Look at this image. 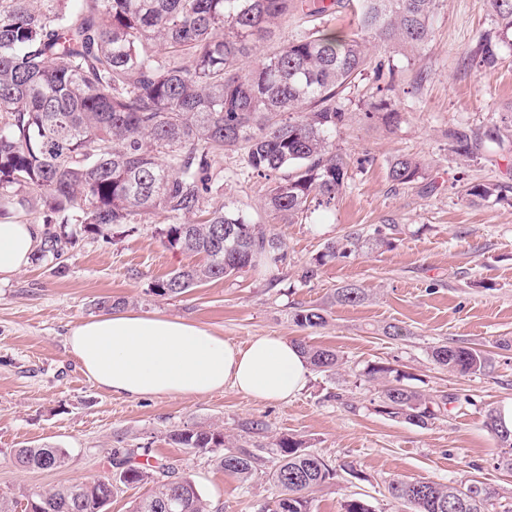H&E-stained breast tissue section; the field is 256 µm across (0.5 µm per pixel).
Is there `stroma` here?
<instances>
[{"label":"stroma","mask_w":512,"mask_h":512,"mask_svg":"<svg viewBox=\"0 0 512 512\" xmlns=\"http://www.w3.org/2000/svg\"><path fill=\"white\" fill-rule=\"evenodd\" d=\"M492 26L486 0H441L422 55L372 48L374 58L394 63L403 119L391 129L366 118L380 97L373 73H366L349 93V121L336 144L370 163L317 219H273L262 207L263 179L248 173L236 154H225L217 178L225 201L277 234L288 254L284 268L209 281L177 298L154 294L155 281L202 258L168 248L158 234L162 217L146 215L106 236L67 225L60 259L34 255L23 272L1 281L0 493L22 499L108 476L113 449L135 448L193 480L211 512H261L276 494L264 473L242 483L217 466L213 452L170 438L187 426H218L235 436L240 421L258 418L268 424L269 438L302 439L333 465L355 467V475L339 472L316 493L312 512H339L352 495L365 498L373 512H390L387 485L395 477L475 482L511 506L512 471L500 465L485 422L489 410L512 401V349L500 347L512 342V194L483 204L461 200L459 190L467 181L512 177L498 145L484 143L478 159L463 163L449 155L445 138L461 123L490 126L499 108L512 103V45L502 44L493 70L464 62ZM421 69L426 82L406 94ZM404 155L424 161L435 192H424L419 182L392 187L388 164ZM390 222L398 226L391 245L327 262L315 279L301 280L327 240ZM348 284L364 289L362 303L335 302L337 288ZM103 299L123 301L128 313L201 325L236 345L255 336L303 340L336 350L342 364L332 373L312 372L306 388L282 402L258 401L229 386L204 396H114L84 375L67 344L74 326L98 316ZM309 305L324 308L323 326L293 322L295 308ZM392 325L406 336H387ZM447 343L486 351L489 369L464 375L436 364L432 348ZM377 363L399 369L405 384L422 393L452 397L447 415L421 428L376 413L378 387L364 371ZM45 445L65 450L64 469L16 466L18 448Z\"/></svg>","instance_id":"35a3bbf8"}]
</instances>
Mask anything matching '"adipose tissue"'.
<instances>
[{"label": "adipose tissue", "instance_id": "1", "mask_svg": "<svg viewBox=\"0 0 512 512\" xmlns=\"http://www.w3.org/2000/svg\"><path fill=\"white\" fill-rule=\"evenodd\" d=\"M40 227L0 220V279L24 270ZM84 374L112 395L201 396L224 386L259 401H284L307 384L309 368L296 343L257 336L235 345L180 319L116 313L88 319L68 338Z\"/></svg>", "mask_w": 512, "mask_h": 512}]
</instances>
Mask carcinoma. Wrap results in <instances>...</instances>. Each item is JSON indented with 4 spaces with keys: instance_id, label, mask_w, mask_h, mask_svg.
Returning a JSON list of instances; mask_svg holds the SVG:
<instances>
[{
    "instance_id": "1",
    "label": "carcinoma",
    "mask_w": 512,
    "mask_h": 512,
    "mask_svg": "<svg viewBox=\"0 0 512 512\" xmlns=\"http://www.w3.org/2000/svg\"><path fill=\"white\" fill-rule=\"evenodd\" d=\"M440 0H0V216L16 202H42L46 224H82L96 234L160 215L159 228L172 249L204 256L205 263L172 271L152 291L177 297L198 284L237 277L266 260L265 269L286 264L282 241L244 211L213 193L216 164L224 152L241 154L252 174L268 181L264 210L284 224L327 211L350 179L351 160L336 148L348 121L345 91L367 70L376 41L398 52H418L430 41ZM495 27L485 32L469 60L481 70L499 64L497 44L512 34V0H486ZM349 9L356 30L341 35L327 26L337 9ZM302 12L312 22L283 40L253 66L260 42L288 16ZM366 118L395 126L402 119L392 92ZM448 152L478 158L484 139L512 144V104L481 130L448 129ZM411 156L388 164L394 186L424 177ZM507 185L470 181L460 196L493 204ZM383 225L367 237L352 230L324 244L301 279L318 268L365 248L390 245ZM62 234L45 233L41 256L58 258ZM363 289H336L335 301L356 305ZM301 328L325 323L323 309L299 307ZM317 371L338 369L339 355L297 342ZM433 361L462 374L485 371L490 358L480 349L442 345ZM367 379L380 385L376 412L420 427L447 414L449 397L437 401L402 383L392 366H372ZM486 427L502 448L500 461L512 470V431L498 412ZM261 419L240 424L253 447L238 445L219 428H184L171 439L184 448L221 451L224 472L246 483L265 469L277 495L262 512H311L313 495L337 476L336 467L300 439L280 437L266 445ZM136 448L112 449L116 480L152 485L132 512H210L195 483L174 476L168 465L135 461ZM61 448H20L23 470L54 471L66 465ZM110 479L61 484L27 500L42 512H104L112 497ZM392 512H491L494 492L476 483L394 478L387 486Z\"/></svg>"
}]
</instances>
